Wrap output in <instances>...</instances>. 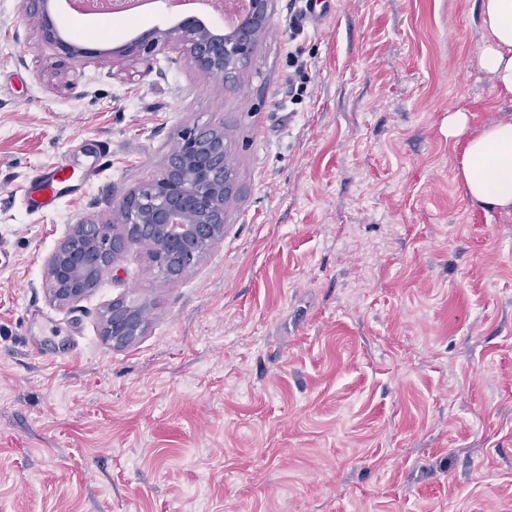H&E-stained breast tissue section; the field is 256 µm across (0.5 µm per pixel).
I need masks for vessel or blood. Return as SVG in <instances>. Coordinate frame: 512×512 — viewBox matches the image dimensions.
<instances>
[{
    "label": "vessel or blood",
    "instance_id": "b4317fda",
    "mask_svg": "<svg viewBox=\"0 0 512 512\" xmlns=\"http://www.w3.org/2000/svg\"><path fill=\"white\" fill-rule=\"evenodd\" d=\"M104 163L103 158H96L83 173H76L68 159H60L37 170L32 176V192L27 198L31 211L39 212L53 208L60 199L59 185L72 184L74 192L84 191L97 176Z\"/></svg>",
    "mask_w": 512,
    "mask_h": 512
}]
</instances>
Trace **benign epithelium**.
Returning <instances> with one entry per match:
<instances>
[{"mask_svg":"<svg viewBox=\"0 0 512 512\" xmlns=\"http://www.w3.org/2000/svg\"><path fill=\"white\" fill-rule=\"evenodd\" d=\"M249 25L230 34H218L201 21L190 19L176 27L153 28L124 49V54L144 60L164 48L181 51L198 69L222 70L230 75L251 58L272 17L273 0H250ZM27 17L58 49V65L100 55L77 41H64L55 32L49 0H23ZM227 144L224 127L191 128L169 155L162 169L117 204L119 224H76L45 262L51 297L70 304L86 297L100 278L115 269L129 248L146 244L151 260L167 266L172 257L182 261L169 273L178 277L193 267L204 252L224 239L226 201L231 197L233 175L224 173ZM122 314L132 326L127 336L104 332L118 346L130 344L141 333L139 307L124 305Z\"/></svg>","mask_w":512,"mask_h":512,"instance_id":"obj_1","label":"benign epithelium"}]
</instances>
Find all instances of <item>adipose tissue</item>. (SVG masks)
<instances>
[{"mask_svg":"<svg viewBox=\"0 0 512 512\" xmlns=\"http://www.w3.org/2000/svg\"><path fill=\"white\" fill-rule=\"evenodd\" d=\"M481 23L489 38L482 65L493 74L499 95L512 97V0H482ZM457 177L472 202L512 208V122L468 138Z\"/></svg>","mask_w":512,"mask_h":512,"instance_id":"ef3b65f1","label":"adipose tissue"}]
</instances>
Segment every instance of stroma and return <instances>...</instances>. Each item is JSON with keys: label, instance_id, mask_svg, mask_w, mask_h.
Returning <instances> with one entry per match:
<instances>
[{"label": "stroma", "instance_id": "obj_1", "mask_svg": "<svg viewBox=\"0 0 512 512\" xmlns=\"http://www.w3.org/2000/svg\"><path fill=\"white\" fill-rule=\"evenodd\" d=\"M481 0H274L233 82L121 54L164 11L79 16L56 49L0 0V512H512V211L473 204L463 138L512 120ZM307 63L293 103L289 51ZM223 126L232 231L180 278L144 250L60 306L44 260L112 221L185 129ZM96 181L24 198L61 157ZM144 308L125 347L116 301ZM105 153L100 151L96 160L77 178L76 171L65 157L48 166L37 170L31 177L32 192L26 197L28 209L39 212L53 208L60 200L58 187L61 184L76 182L69 185L73 193L84 191L97 176L104 165ZM111 313H112V305L109 308L108 315L106 316V319H105L104 332H105L106 336L108 337V339L111 340L115 345H118V346L128 345L136 338V336L140 335L141 324L143 323V319L141 316L139 319L141 324H139V322H138L139 321L138 320L139 307L124 304V306L122 308L121 314H123L126 317V319L129 321V323L133 327L132 331L129 333L128 336H116V335L112 336V326L109 323L110 318H111Z\"/></svg>", "mask_w": 512, "mask_h": 512}]
</instances>
